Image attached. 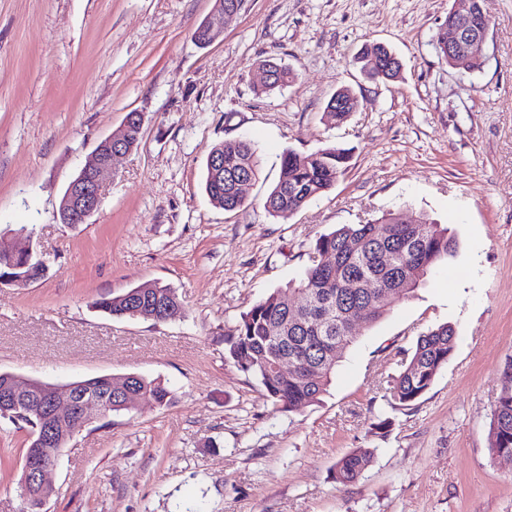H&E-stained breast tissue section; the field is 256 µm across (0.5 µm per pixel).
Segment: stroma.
Segmentation results:
<instances>
[{
	"instance_id": "stroma-1",
	"label": "stroma",
	"mask_w": 512,
	"mask_h": 512,
	"mask_svg": "<svg viewBox=\"0 0 512 512\" xmlns=\"http://www.w3.org/2000/svg\"><path fill=\"white\" fill-rule=\"evenodd\" d=\"M455 0H247L211 45L192 33L215 0H0V237L47 260L0 285V370L48 383L135 373L164 381L166 407L94 416L47 476L48 512H512V463L488 449L492 405L512 385V0H483L485 64L436 51ZM383 43L394 82L357 61ZM296 79L256 95L260 60ZM361 106L323 112L337 89ZM130 112L143 128L83 224L56 218L69 182ZM245 137L261 162L243 206L216 207L206 159ZM336 146L335 186L274 217L263 201L286 149ZM395 212L448 225L458 248L414 297L393 303L303 412H275L224 359V332L299 279L320 234ZM175 288L169 320L115 319L96 300L143 283ZM449 322L456 349L415 406L392 405L418 335ZM391 418L387 430L379 419ZM29 429L0 419V512H21ZM375 451L358 482L336 461Z\"/></svg>"
}]
</instances>
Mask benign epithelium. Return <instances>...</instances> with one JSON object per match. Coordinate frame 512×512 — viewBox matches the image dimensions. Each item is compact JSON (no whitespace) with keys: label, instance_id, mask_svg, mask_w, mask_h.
<instances>
[{"label":"benign epithelium","instance_id":"1","mask_svg":"<svg viewBox=\"0 0 512 512\" xmlns=\"http://www.w3.org/2000/svg\"><path fill=\"white\" fill-rule=\"evenodd\" d=\"M235 16L214 7L211 15L200 24L203 45L213 43L224 31V19ZM448 51L470 55L483 54L486 38L480 27L468 24L447 29ZM129 152L123 139L108 137L100 142L89 165L70 181L59 205L58 217L63 224H84L100 202L104 173L112 169L115 158ZM76 384L51 385L35 379H25L11 372L0 371V417L15 422L23 418L32 427V448L27 453L21 495L34 497L45 506L46 478L56 466L63 444L78 434L70 429L74 422L85 427L91 421L92 410L107 413L106 406L75 391Z\"/></svg>","mask_w":512,"mask_h":512}]
</instances>
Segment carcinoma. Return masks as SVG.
I'll return each mask as SVG.
<instances>
[{
    "label": "carcinoma",
    "mask_w": 512,
    "mask_h": 512,
    "mask_svg": "<svg viewBox=\"0 0 512 512\" xmlns=\"http://www.w3.org/2000/svg\"><path fill=\"white\" fill-rule=\"evenodd\" d=\"M436 49L448 67L460 72L479 71L485 63V58L465 52L448 53L440 38ZM361 62L368 78L375 81H392L403 68L399 60L378 56L374 47L363 52ZM262 67L270 68L271 78L260 86L261 93L282 90L295 80L285 64L265 60ZM359 106L351 90L340 88L328 101L324 116L340 123ZM346 160V152L337 147L307 155L286 150L279 179L267 194L264 209L272 216L298 211L336 184ZM258 173L253 144L247 139L226 140L208 154L204 189L213 204L233 211L245 201L239 181L252 183ZM457 248V238L448 228L425 218L419 224H405L400 213H388L366 224H344L322 234L311 246V264L303 277L254 304L224 334V359L255 379L277 411L301 412L328 392L337 364L357 339L355 326L362 321L370 327L388 314L392 301L413 297L432 269L453 256ZM327 254L333 256L334 265L321 262ZM11 263L24 266L22 272L35 281L44 275L37 258L27 263L0 248L1 276L10 273ZM297 296L302 299L299 306L295 305ZM95 307L118 319L134 316L135 310L138 319L162 321L165 311L181 307V302L173 288L156 283L152 288L137 286L103 296ZM455 346L456 330L449 323L417 336L392 381L393 405L407 407L420 400L448 364ZM284 359L296 363L297 369H276ZM79 384L95 398L112 402L113 413L129 410L125 402L132 389L144 392L159 407L173 399L164 382L140 375H114L110 385L101 376ZM488 447L492 457L512 461V387L502 390L493 404ZM373 458L372 448L352 449L336 462L334 480L343 485L357 482Z\"/></svg>",
    "instance_id": "obj_1"
}]
</instances>
